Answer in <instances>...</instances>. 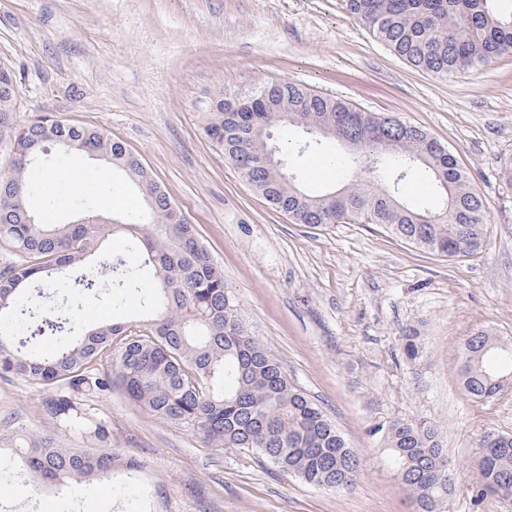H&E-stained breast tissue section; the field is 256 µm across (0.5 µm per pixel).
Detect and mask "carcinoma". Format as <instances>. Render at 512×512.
I'll return each instance as SVG.
<instances>
[{
	"mask_svg": "<svg viewBox=\"0 0 512 512\" xmlns=\"http://www.w3.org/2000/svg\"><path fill=\"white\" fill-rule=\"evenodd\" d=\"M351 17L366 26L395 55L423 71L461 74L512 50V11L495 13L490 0H344ZM14 77L0 65V141L11 161L0 171V244L20 261L0 270V375L19 376L51 390L47 415L68 426L90 418L91 397L119 387L157 418L199 428L224 448L253 451L317 488H351L360 461L324 411L291 383L281 364L242 323L235 296L224 285L193 225L156 184L139 157L104 131L71 125L53 115L19 123ZM282 125L327 132L328 139L360 143L372 175L341 188L311 191L265 159L268 134ZM207 136L224 151L243 178L294 223L308 226L359 220L379 224L398 239L447 257L477 255L486 246L488 224L481 194L454 157L423 129L388 124L385 117L301 85H261L243 100L220 93L205 113ZM94 155L123 170L138 188H152V205L124 224H47L29 213L31 167L48 146ZM430 172L444 197L441 210L415 208L398 196L399 182L414 165ZM133 239L140 267L154 273L145 293L147 317L134 324L105 323L72 335L71 316L18 301L60 266L98 250L109 232ZM20 313L27 334L8 321ZM61 340L41 349L49 337ZM463 386L474 400L497 398L512 376V341L481 329L460 347ZM400 351L412 367L427 356L420 329L402 332ZM386 451L416 512H449L456 490L437 424L401 418L379 427ZM95 449L66 448L47 437H31L12 449L42 480L71 488L107 479L138 462L122 460L108 445L99 421ZM480 496L512 500V435L487 432L473 484Z\"/></svg>",
	"mask_w": 512,
	"mask_h": 512,
	"instance_id": "obj_1",
	"label": "carcinoma"
}]
</instances>
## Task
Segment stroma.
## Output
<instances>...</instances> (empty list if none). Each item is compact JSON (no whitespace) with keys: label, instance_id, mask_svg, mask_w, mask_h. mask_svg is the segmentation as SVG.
Here are the masks:
<instances>
[{"label":"stroma","instance_id":"obj_1","mask_svg":"<svg viewBox=\"0 0 512 512\" xmlns=\"http://www.w3.org/2000/svg\"><path fill=\"white\" fill-rule=\"evenodd\" d=\"M0 64L15 76L18 121L53 114L122 140L185 214L224 272L240 316L290 381L335 423L359 456L349 491L320 489L257 454L219 448L197 428L158 419L120 390L94 401L111 446L140 468L73 491L34 478L11 454L21 435L91 448L42 411L46 389L0 375V512H129L148 492L147 512H415L386 461L379 426L399 418L436 422L457 471L451 512H512V502L474 498L478 440L512 434V391L477 402L460 384L459 347L474 331L512 338V51L466 73L410 66L353 20L342 0H0ZM290 81L366 111L421 127L448 148L480 191L486 250L443 257L383 227L348 221L316 229L293 223L255 192L204 131L215 90L250 96ZM306 130L275 133L290 174L319 189L350 182L353 168L313 178L316 159L347 151L323 140L303 150ZM67 189L55 221L125 219L142 196L125 174L83 154L51 151L40 165ZM126 196L108 206L113 191ZM400 198L440 208L427 172L409 171ZM133 262L116 233L83 266L59 270L41 302L72 313L76 331L143 318L144 290L112 285L105 259ZM98 277L90 295L73 279ZM427 336L420 376L401 358L406 327Z\"/></svg>","mask_w":512,"mask_h":512}]
</instances>
